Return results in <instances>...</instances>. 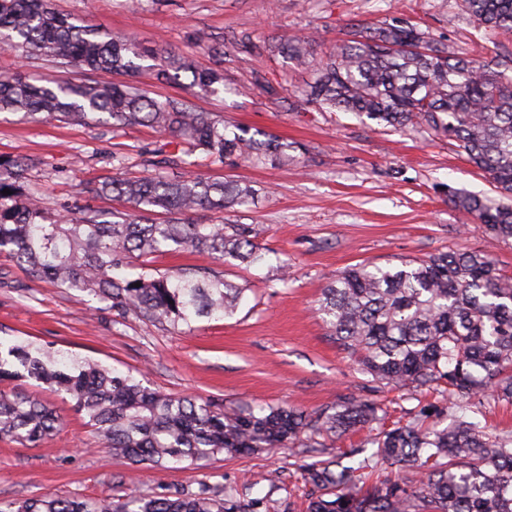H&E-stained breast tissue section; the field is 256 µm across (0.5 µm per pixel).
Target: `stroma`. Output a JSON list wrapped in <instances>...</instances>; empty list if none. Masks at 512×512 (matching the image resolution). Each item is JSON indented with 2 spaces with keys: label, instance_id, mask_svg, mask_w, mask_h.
Here are the masks:
<instances>
[{
  "label": "stroma",
  "instance_id": "1",
  "mask_svg": "<svg viewBox=\"0 0 512 512\" xmlns=\"http://www.w3.org/2000/svg\"><path fill=\"white\" fill-rule=\"evenodd\" d=\"M453 0H57L63 13L89 26L129 36L156 52L176 51L209 65L197 37L218 40L247 33L252 47L224 59L228 84L250 86L265 76L277 95L253 90L220 99H196L226 126L258 130L285 144L288 164L254 166L240 160L200 166L197 176L248 183L255 206L193 213L196 224H249L260 258L251 265L227 260L226 280L244 287L235 314L173 327L118 316L94 295L31 280L0 254V339H22L67 357L99 362L134 375L173 396L194 395L227 407L283 406L313 412L346 394L376 399L389 420L436 402L375 382L341 350L316 312L324 286L348 267L372 262L398 266L442 251L492 256L512 276V241L493 238L484 224L448 199L463 191L497 199L488 178L426 129L386 130L349 112L295 109L298 91L315 77L270 47L297 32L316 38L325 54L349 23L388 15L411 18L451 48L474 56L512 52L511 37H491L473 18L454 13ZM0 68L35 81L68 78L100 82L102 72L53 62L29 63L0 51ZM167 134L138 127L31 122L0 112V158L33 157L31 185L50 215L66 213L86 182L113 175L112 155L158 148ZM0 388L38 395L64 418L61 434L37 445L0 439V500L46 495L127 498L131 490L168 493L200 485L231 484L267 495L279 512H306L297 449L221 456L179 469L133 467L110 449L76 412L70 399L29 379Z\"/></svg>",
  "mask_w": 512,
  "mask_h": 512
}]
</instances>
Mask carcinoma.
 Returning a JSON list of instances; mask_svg holds the SVG:
<instances>
[{"label":"carcinoma","instance_id":"cac0c4a2","mask_svg":"<svg viewBox=\"0 0 512 512\" xmlns=\"http://www.w3.org/2000/svg\"><path fill=\"white\" fill-rule=\"evenodd\" d=\"M495 34L512 33V0H455ZM241 33L211 48L212 67L174 52L156 53L130 38L77 24L53 0H0V49L32 62L50 61L131 82L36 84L0 71V112L32 120L94 122L112 129L150 127L177 138L175 150L146 160L154 172L88 182L90 198L110 197L126 211L106 215L75 203L49 217L28 183L33 158L0 159V252L32 280L87 291L123 314L160 324L232 316L244 289L208 267L158 274L157 253L190 251L216 262L252 263L259 247L249 224L156 222L199 208L254 204L257 190L232 179L169 178L167 168L240 159L286 164L285 146L224 122L186 97L156 98L139 75L178 82L198 97L228 91L220 60L247 44ZM292 63L313 60L315 41L290 35L271 46ZM152 60L148 65L145 59ZM305 102L323 112H352L383 129L427 127L512 198V55L480 59L448 52L410 19L354 22L324 59ZM10 194H3V191ZM455 206L512 240V205L492 207L449 192ZM141 286H135V283ZM319 312L338 346L374 380L411 392L440 391L442 405H423L406 423L376 427V403L349 394L306 413L280 406L226 407L212 399L171 396L130 373L16 342L0 350V381L27 377L65 393L112 456L164 467L242 456L288 445L304 449L306 512H512V436H494L478 415L487 390L512 401V278L484 253L457 250L399 266L358 264L323 289ZM64 419L43 401L0 390V439L36 444L56 436ZM367 430L374 451L346 466L319 459V438ZM0 512H277L266 496L244 499L232 487L110 498L43 496L0 502Z\"/></svg>","mask_w":512,"mask_h":512}]
</instances>
